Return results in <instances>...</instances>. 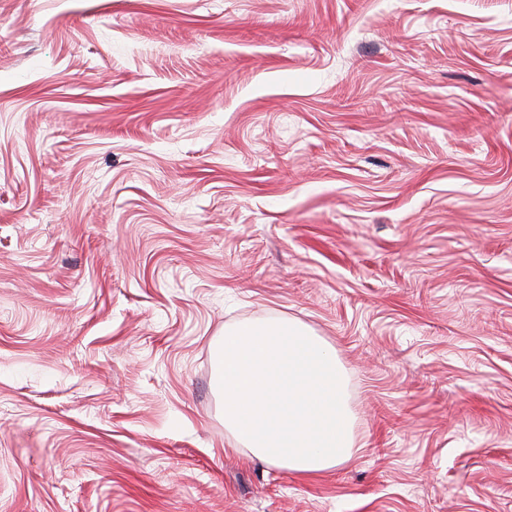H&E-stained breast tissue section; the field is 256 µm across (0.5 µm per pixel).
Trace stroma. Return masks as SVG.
<instances>
[{"label": "stroma", "mask_w": 512, "mask_h": 512, "mask_svg": "<svg viewBox=\"0 0 512 512\" xmlns=\"http://www.w3.org/2000/svg\"><path fill=\"white\" fill-rule=\"evenodd\" d=\"M276 319L319 473L224 425ZM0 512H512V0H0Z\"/></svg>", "instance_id": "1"}]
</instances>
